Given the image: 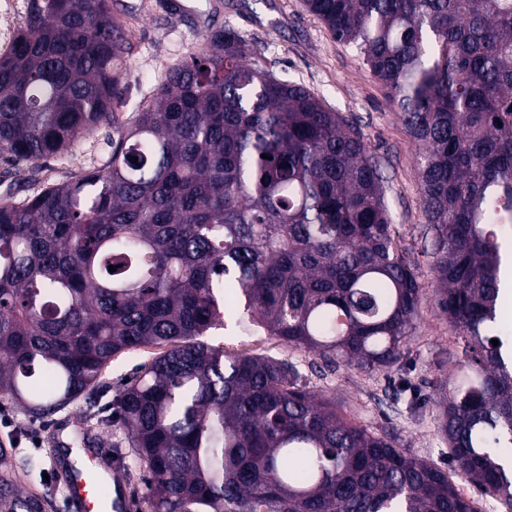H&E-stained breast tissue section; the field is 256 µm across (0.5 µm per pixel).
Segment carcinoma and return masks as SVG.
<instances>
[{
    "label": "carcinoma",
    "mask_w": 512,
    "mask_h": 512,
    "mask_svg": "<svg viewBox=\"0 0 512 512\" xmlns=\"http://www.w3.org/2000/svg\"><path fill=\"white\" fill-rule=\"evenodd\" d=\"M304 5L363 57L420 146L433 292L469 348L439 385L441 430L456 474L512 510V342L498 330L512 287V0ZM128 45L110 0H31L0 53V159L34 164L117 124ZM251 55L237 32L210 34L104 166L0 202V399L39 421L91 398L114 358L151 349L115 398L147 512H481L293 364L203 340L224 327L228 293L246 327L323 368L386 372L424 299L366 143Z\"/></svg>",
    "instance_id": "carcinoma-1"
}]
</instances>
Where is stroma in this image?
<instances>
[{
	"label": "stroma",
	"mask_w": 512,
	"mask_h": 512,
	"mask_svg": "<svg viewBox=\"0 0 512 512\" xmlns=\"http://www.w3.org/2000/svg\"><path fill=\"white\" fill-rule=\"evenodd\" d=\"M120 2L130 45L116 108L119 120H129L167 68L196 53L209 31H237L256 52L262 67L306 87L326 108L346 117L369 144L385 178V201L401 243L414 251L416 272L424 287L432 286L431 259L423 252L426 219L415 164L419 146L394 112L386 88L352 47L338 41L306 9L303 0H193L191 11L174 9L172 0ZM113 136L112 129H100L65 154L46 158L35 167L26 162L12 167L0 163V201L32 197L48 184L102 166L111 154ZM207 341L229 352L269 355L293 363L307 389L335 395L349 421L376 433L392 434L396 447L447 467L448 443L431 395L435 385L450 379L463 360L465 340L450 326L433 295H426L422 303L403 360L385 374L342 367L322 378L310 367L312 354L289 348L264 332L244 331L232 324L211 331ZM146 357V352L137 351L115 358L100 380L95 405L81 398L38 423L30 422L10 401H0V473L12 477L11 482H0V497L35 490L49 503L48 512H66L64 487L53 474L52 460L62 453L58 437L70 433L77 448L83 435H96L99 417L113 412L117 387L132 379ZM408 383L419 396L412 407L393 398ZM110 433L112 465L122 470L127 495L142 501L144 483L131 463L128 433L117 420Z\"/></svg>",
	"instance_id": "obj_1"
}]
</instances>
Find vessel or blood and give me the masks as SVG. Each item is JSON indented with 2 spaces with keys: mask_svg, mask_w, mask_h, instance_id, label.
Listing matches in <instances>:
<instances>
[{
  "mask_svg": "<svg viewBox=\"0 0 512 512\" xmlns=\"http://www.w3.org/2000/svg\"><path fill=\"white\" fill-rule=\"evenodd\" d=\"M105 448L90 444L85 450L87 460L83 466L61 464L56 474L66 490L67 512H129V503L120 497L104 501L96 487L99 482H110L113 488H121L123 479L115 469L104 466Z\"/></svg>",
  "mask_w": 512,
  "mask_h": 512,
  "instance_id": "1",
  "label": "vessel or blood"
}]
</instances>
